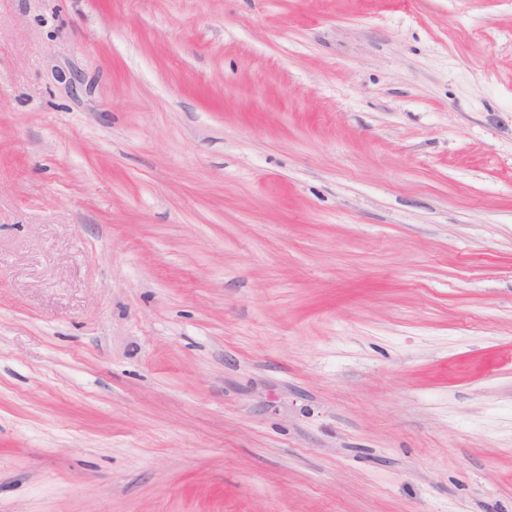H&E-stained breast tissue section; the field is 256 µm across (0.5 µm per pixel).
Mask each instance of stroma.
<instances>
[{
	"instance_id": "1",
	"label": "stroma",
	"mask_w": 512,
	"mask_h": 512,
	"mask_svg": "<svg viewBox=\"0 0 512 512\" xmlns=\"http://www.w3.org/2000/svg\"><path fill=\"white\" fill-rule=\"evenodd\" d=\"M0 512H512V0H0Z\"/></svg>"
}]
</instances>
